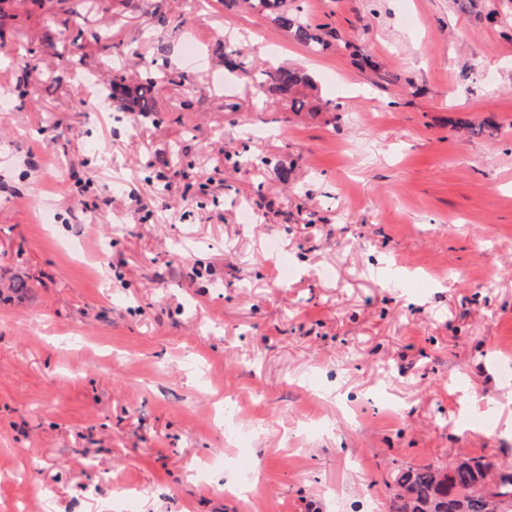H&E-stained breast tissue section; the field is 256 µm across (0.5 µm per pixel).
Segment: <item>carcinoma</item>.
<instances>
[{
	"instance_id": "obj_1",
	"label": "carcinoma",
	"mask_w": 512,
	"mask_h": 512,
	"mask_svg": "<svg viewBox=\"0 0 512 512\" xmlns=\"http://www.w3.org/2000/svg\"><path fill=\"white\" fill-rule=\"evenodd\" d=\"M246 2L306 48L317 51L328 44L327 37L332 32L288 9L286 0ZM185 23L180 15L153 14L156 30L180 29ZM260 75L270 80L269 90L293 112L304 106L301 90L314 84L310 74L297 69L262 70ZM104 86L106 98L117 103L123 112L156 111L154 100L149 98L156 86V73L149 66L132 75L119 69ZM394 483L397 491L389 500L388 512H512V466L498 473L494 481L488 464L478 457L400 470Z\"/></svg>"
}]
</instances>
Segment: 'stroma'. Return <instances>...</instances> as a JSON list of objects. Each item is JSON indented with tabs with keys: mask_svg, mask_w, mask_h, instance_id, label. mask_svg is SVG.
Listing matches in <instances>:
<instances>
[{
	"mask_svg": "<svg viewBox=\"0 0 512 512\" xmlns=\"http://www.w3.org/2000/svg\"><path fill=\"white\" fill-rule=\"evenodd\" d=\"M288 4L326 50L240 2L0 0V512H386L398 468L512 463V0ZM157 57L154 118L77 82ZM259 74L266 76L267 81L270 80L269 90L294 112H299L304 106V98L300 96L301 89L310 88L314 84L310 74L297 69L280 68L273 72L260 70Z\"/></svg>",
	"mask_w": 512,
	"mask_h": 512,
	"instance_id": "obj_1",
	"label": "stroma"
}]
</instances>
